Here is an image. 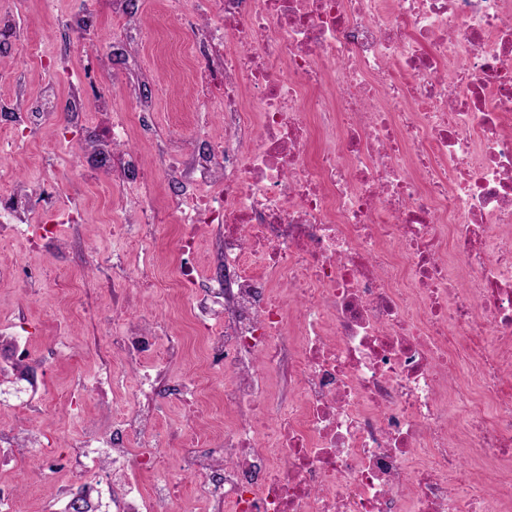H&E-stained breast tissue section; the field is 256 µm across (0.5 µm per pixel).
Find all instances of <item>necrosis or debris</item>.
I'll use <instances>...</instances> for the list:
<instances>
[{"label":"necrosis or debris","mask_w":512,"mask_h":512,"mask_svg":"<svg viewBox=\"0 0 512 512\" xmlns=\"http://www.w3.org/2000/svg\"><path fill=\"white\" fill-rule=\"evenodd\" d=\"M22 0H0V47L51 73L37 95L0 101V157L54 126L74 177L87 159L134 201L112 236L150 256L169 226L181 257L168 282L187 302L205 369L163 386L183 339L153 315H129L131 287L156 288L153 264L105 275L110 338L93 391L127 405L84 425L74 457L47 460L78 482L102 478L112 512H512V0H181L165 27L194 59L195 113L224 115L196 140L189 169L167 127L161 170L130 164L131 125L151 102L124 86L123 60L152 30L127 0H90L66 23L89 43L100 15L108 49L70 82L43 46L20 37ZM69 86L59 96L58 84ZM92 136L73 141L71 128ZM177 191L163 202L157 179ZM57 174L35 186L0 176V283L40 271L13 250H68L58 233ZM212 237L208 274L193 262ZM288 353L295 403L268 415L266 376ZM467 386H458L456 376ZM229 378L225 416L200 423L206 377ZM188 406L186 471L168 467L166 404ZM471 451L462 466L460 449ZM155 481L143 489L137 474Z\"/></svg>","instance_id":"1"}]
</instances>
